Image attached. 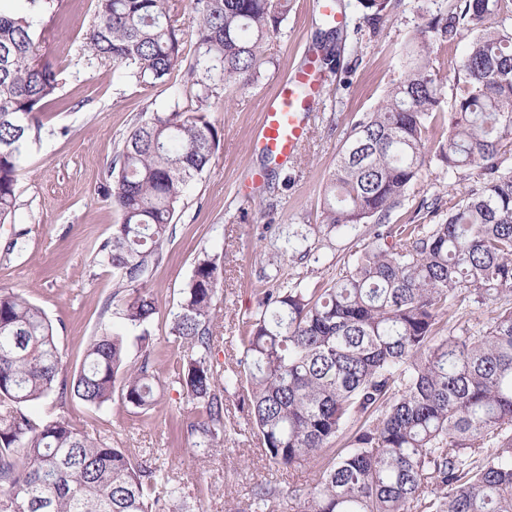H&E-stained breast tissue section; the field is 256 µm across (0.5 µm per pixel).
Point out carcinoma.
Here are the masks:
<instances>
[{"mask_svg":"<svg viewBox=\"0 0 512 512\" xmlns=\"http://www.w3.org/2000/svg\"><path fill=\"white\" fill-rule=\"evenodd\" d=\"M0 7V224L15 214L18 172L63 71L43 60L33 10ZM394 0H357L372 32ZM292 0H193L194 111L154 112L112 160L106 191L118 212L98 262L112 269V300L138 332L136 363L124 333L103 329L77 374L65 375L54 328L23 293L0 289V512H181L201 500L157 465L65 416L35 420L28 407L54 395L101 407L120 389L142 411L157 402L144 288L193 181L209 167L218 132L205 108L227 85L255 84L265 45ZM172 0H96L86 46L131 69L145 86L167 83L183 59ZM441 50L469 39L448 111ZM438 143L448 191L423 196L408 221L390 223ZM330 229L373 225L346 275L321 288L278 285L239 337L243 360L214 367L217 265L201 261L184 289L171 334L190 355L177 362L196 415L186 424L206 456L238 434L224 393L246 392L250 431L268 461L322 460L297 512H512V0H448L405 45L402 73L378 107L346 133L324 190ZM485 309L480 326L455 318ZM279 490H253L267 512Z\"/></svg>","mask_w":512,"mask_h":512,"instance_id":"1","label":"carcinoma"}]
</instances>
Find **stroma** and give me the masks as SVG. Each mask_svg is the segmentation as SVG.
Listing matches in <instances>:
<instances>
[{"label": "stroma", "mask_w": 512, "mask_h": 512, "mask_svg": "<svg viewBox=\"0 0 512 512\" xmlns=\"http://www.w3.org/2000/svg\"><path fill=\"white\" fill-rule=\"evenodd\" d=\"M344 3L348 37L337 41L336 58L325 68V88L296 157L279 164L264 161L253 151L252 138L264 99L306 56L316 54L318 41L330 30L313 0H295L280 35L268 46L259 81L228 87L208 109L219 147L208 170L189 186L146 283L158 303L150 327L159 371L157 404L142 411L117 397L100 408L69 398L31 409L36 418L64 415L108 437L115 448L154 449L177 481L207 487L200 512H251L253 489L266 482L282 491L274 512H294L293 490L310 488L319 469L315 461L287 468L269 463L245 431L243 392L235 388L224 395V419L241 428V435L208 456L197 455L183 430L194 406L168 370L188 353L174 340L171 326L199 261L211 259L223 272L215 298L221 341L214 360L224 368L242 358V323L257 313L258 291L268 287L270 277L319 287L343 277L351 251L368 241L364 230L331 231L322 224L324 185L352 121L383 99L401 74L409 36L426 26L432 12L445 8L446 0H435L426 13L413 0H400L376 36L356 0ZM94 12L95 0H59L58 6L34 13L40 52L64 70L66 82L44 108L40 135L26 152L15 220L0 224V287L22 291L45 311L71 374L80 369L94 336L117 321L112 271L95 261L98 245L118 221L104 190L109 164L140 119L197 106L183 70L167 84L147 88L125 67L94 59L85 46ZM258 171L264 174L259 187L243 193ZM293 232L307 235L310 257L292 258L288 236Z\"/></svg>", "instance_id": "obj_1"}]
</instances>
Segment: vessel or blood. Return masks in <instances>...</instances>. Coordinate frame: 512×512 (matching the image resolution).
<instances>
[{
  "mask_svg": "<svg viewBox=\"0 0 512 512\" xmlns=\"http://www.w3.org/2000/svg\"><path fill=\"white\" fill-rule=\"evenodd\" d=\"M325 81L323 70L310 57L282 78L276 94L266 101L255 148L276 159L293 156L308 134L310 114Z\"/></svg>",
  "mask_w": 512,
  "mask_h": 512,
  "instance_id": "b4317fda",
  "label": "vessel or blood"
}]
</instances>
